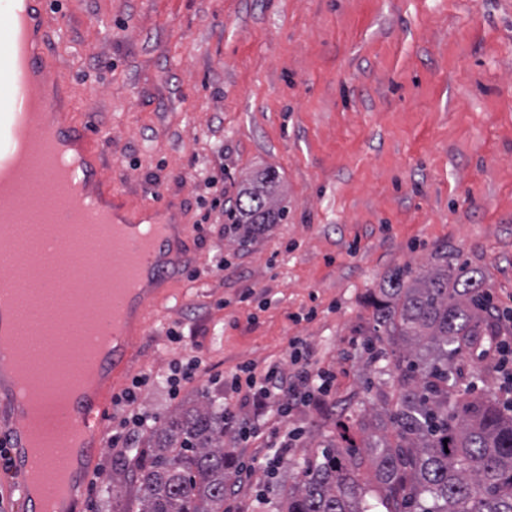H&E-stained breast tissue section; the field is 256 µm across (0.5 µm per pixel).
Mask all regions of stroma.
Here are the masks:
<instances>
[{
	"instance_id": "obj_1",
	"label": "stroma",
	"mask_w": 512,
	"mask_h": 512,
	"mask_svg": "<svg viewBox=\"0 0 512 512\" xmlns=\"http://www.w3.org/2000/svg\"><path fill=\"white\" fill-rule=\"evenodd\" d=\"M57 1L47 55L102 178L127 215L168 204L191 228L113 392L184 356L166 336L175 322L219 373L288 363L298 336L336 375L325 406L291 417L300 436L285 464L224 502L278 512L318 448L392 435L397 390L373 359L390 347L371 306L391 272L445 251L512 307V0ZM203 166L223 170L229 205L275 170L286 220L199 225L215 196L190 177ZM485 369L459 361L458 386L504 400ZM206 399L224 394L202 375L178 398L157 385L141 402L162 419ZM117 463L100 449L79 512H135L95 477Z\"/></svg>"
}]
</instances>
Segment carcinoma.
Listing matches in <instances>:
<instances>
[{"label": "carcinoma", "instance_id": "carcinoma-1", "mask_svg": "<svg viewBox=\"0 0 512 512\" xmlns=\"http://www.w3.org/2000/svg\"><path fill=\"white\" fill-rule=\"evenodd\" d=\"M278 175L244 186L229 218L279 224ZM479 283L444 252L428 269H398L373 298V331L387 337L399 394L382 447H326L299 465L281 512H512V412L492 397L448 390V365L470 355L491 332L476 300ZM373 456L376 484L356 473ZM224 447V411L192 401L151 431L128 461L136 473L137 512H224L233 475Z\"/></svg>", "mask_w": 512, "mask_h": 512}]
</instances>
